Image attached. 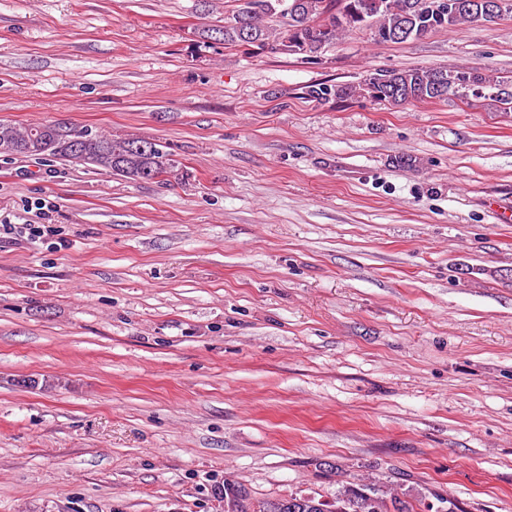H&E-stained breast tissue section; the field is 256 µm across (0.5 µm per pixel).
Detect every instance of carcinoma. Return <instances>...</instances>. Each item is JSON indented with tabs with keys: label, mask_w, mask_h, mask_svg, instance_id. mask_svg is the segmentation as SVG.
Segmentation results:
<instances>
[{
	"label": "carcinoma",
	"mask_w": 512,
	"mask_h": 512,
	"mask_svg": "<svg viewBox=\"0 0 512 512\" xmlns=\"http://www.w3.org/2000/svg\"><path fill=\"white\" fill-rule=\"evenodd\" d=\"M230 21L220 30L228 45L246 51L287 47L307 48L312 58L323 47L336 42L346 31H368L376 43H403V36L422 39L437 31H451L461 24H489L485 0H382V6L370 13L368 0H292L296 15L284 26L264 10H245L243 0H235ZM386 81L375 86L374 101L405 104L415 101L446 100L460 96L459 75L466 74L473 85L484 90L481 99L507 112L512 109V81L503 80L478 67L462 70L398 69L378 70ZM370 91L364 83L308 86L307 95L316 101L334 98L348 101L365 98ZM88 128L47 123L23 131L8 122H0V155L34 159H59L76 166L101 171L129 181H147L179 171L174 154L159 143L140 152L135 149L147 140L107 136ZM234 498L236 512H281L278 503H288V512H418L416 504L380 482L360 483L345 488L329 503L313 495L292 493L284 497H253L242 483L224 480V498Z\"/></svg>",
	"instance_id": "carcinoma-1"
}]
</instances>
